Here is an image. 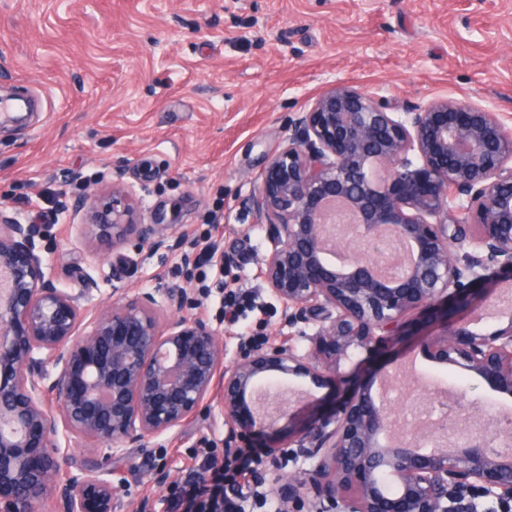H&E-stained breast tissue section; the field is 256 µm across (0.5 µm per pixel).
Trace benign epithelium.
<instances>
[{"mask_svg":"<svg viewBox=\"0 0 512 512\" xmlns=\"http://www.w3.org/2000/svg\"><path fill=\"white\" fill-rule=\"evenodd\" d=\"M270 244L266 287L303 346L250 339L226 360L219 331L185 311V288L160 303L149 291L90 311L46 278L37 247L44 225L0 211V512H116L112 460L180 426L224 379V455L277 431L288 408L247 397L259 382L307 378L346 391L327 413L295 423L266 446L288 502L277 512H457L464 497L512 502V448L473 437L484 413L411 436L392 434L399 406L379 400L374 381L341 370L383 351L417 316L438 329L420 340L434 362L471 372L512 394V318L491 329L463 311L493 317L512 281V129L498 113L454 97L395 112L352 86L323 92L291 122L252 195ZM72 211L100 243L139 251L164 242L158 224L136 217L130 190L74 198ZM395 237L410 245L407 268L381 275L370 258ZM55 397L56 405L47 398ZM67 444L95 441L107 452L59 474ZM316 498L292 507L299 482Z\"/></svg>","mask_w":512,"mask_h":512,"instance_id":"1","label":"benign epithelium"}]
</instances>
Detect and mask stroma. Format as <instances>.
<instances>
[{"mask_svg":"<svg viewBox=\"0 0 512 512\" xmlns=\"http://www.w3.org/2000/svg\"><path fill=\"white\" fill-rule=\"evenodd\" d=\"M335 84L389 100L395 111L441 96L471 99L512 127V0H0V90L30 101L26 123H0V207L48 228L46 276L83 307L113 289L192 292L193 315L218 327L227 355L245 336L291 342L281 303L267 290L268 247L250 196L290 121ZM122 183L142 223L167 227L164 245L103 251L70 208L86 188ZM219 244L223 262L201 267ZM255 310L223 319L226 294ZM419 318L366 373L395 367L512 416V395L436 364L416 342ZM224 458V417L198 413L167 435L128 449L112 467L124 490L117 512L155 493L154 470L175 475L162 512L191 469ZM269 481L244 487L239 512H276L288 460L253 461Z\"/></svg>","mask_w":512,"mask_h":512,"instance_id":"obj_1","label":"stroma"}]
</instances>
